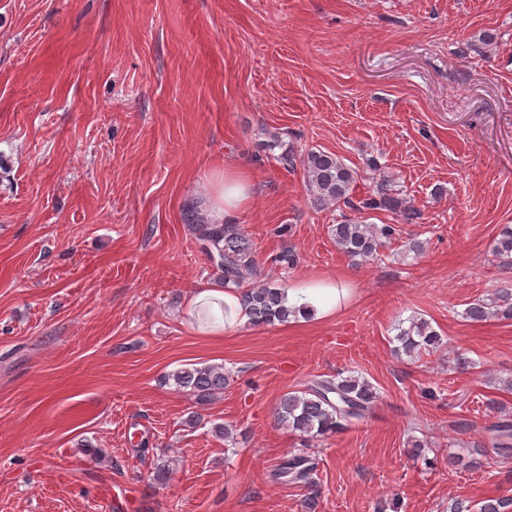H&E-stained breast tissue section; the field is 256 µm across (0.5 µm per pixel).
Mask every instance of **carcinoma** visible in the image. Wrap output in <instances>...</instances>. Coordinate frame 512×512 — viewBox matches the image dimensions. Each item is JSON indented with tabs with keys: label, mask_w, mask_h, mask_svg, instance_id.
Listing matches in <instances>:
<instances>
[{
	"label": "carcinoma",
	"mask_w": 512,
	"mask_h": 512,
	"mask_svg": "<svg viewBox=\"0 0 512 512\" xmlns=\"http://www.w3.org/2000/svg\"><path fill=\"white\" fill-rule=\"evenodd\" d=\"M279 162L295 168L301 165L312 203L325 208L344 206L353 211H390L404 224H416L422 213L399 197L391 185L381 182L376 191L358 201L352 198L355 182L353 170L330 152L310 150L301 157L284 152ZM189 227L216 269L220 284L242 292L243 303L254 324L286 323L291 310L284 305L281 290L269 282H261V268L255 256L252 240L237 224H210L206 214L193 205L187 206L184 216ZM400 232L397 224H365L342 216L330 225V235L338 249L354 260L370 261L380 257V249ZM492 255L504 265H512V225L501 227L494 239ZM465 315L473 322L490 318L512 321V289L500 288L494 294L470 303ZM399 349L410 357L431 354L443 345V338L422 317L410 318V326L396 336ZM167 380L193 395L199 402H207L224 393L229 373L222 365L183 367L167 375ZM376 389L358 375L324 378L316 376L298 391L284 393L275 409L279 425L298 434L306 441L324 439L369 418L376 405ZM483 429L490 438L496 455L512 459V421L498 418L486 422ZM315 463L302 454L288 456L274 472V477L302 485L306 494L301 501L304 512H317L320 489L313 477Z\"/></svg>",
	"instance_id": "1"
}]
</instances>
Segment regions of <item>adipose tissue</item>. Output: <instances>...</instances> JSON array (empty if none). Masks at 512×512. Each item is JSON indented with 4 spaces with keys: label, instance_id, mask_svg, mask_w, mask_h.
<instances>
[{
    "label": "adipose tissue",
    "instance_id": "obj_1",
    "mask_svg": "<svg viewBox=\"0 0 512 512\" xmlns=\"http://www.w3.org/2000/svg\"><path fill=\"white\" fill-rule=\"evenodd\" d=\"M207 182L210 223L232 221L253 199L254 182L246 170L230 166L216 169L209 173ZM352 294V288L333 278L288 285L286 305L294 310L288 321L303 324L330 318L351 301ZM185 315L198 334L213 338L231 334L249 320L240 290L216 284L195 289Z\"/></svg>",
    "mask_w": 512,
    "mask_h": 512
}]
</instances>
